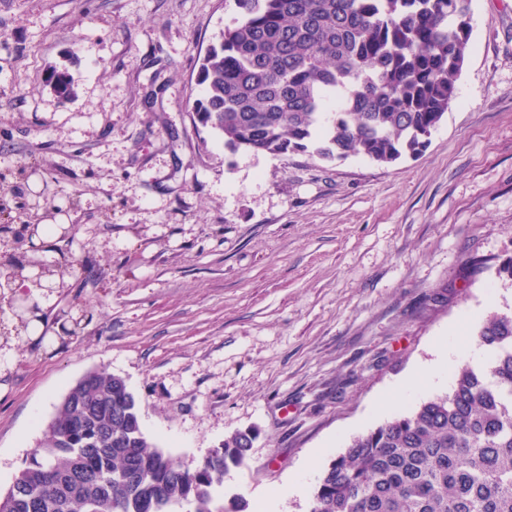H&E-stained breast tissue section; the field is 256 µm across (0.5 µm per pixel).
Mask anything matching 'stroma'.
Wrapping results in <instances>:
<instances>
[{
    "label": "stroma",
    "instance_id": "stroma-1",
    "mask_svg": "<svg viewBox=\"0 0 512 512\" xmlns=\"http://www.w3.org/2000/svg\"><path fill=\"white\" fill-rule=\"evenodd\" d=\"M238 16L234 0H0V267L55 276L0 288L2 491L103 370L176 458L257 432L225 501L258 512L293 479L279 512H310L354 437L448 393L487 315L512 314V0H472L456 102L390 165L233 153L194 127L201 60ZM23 224L66 235L33 248ZM442 340L446 377L396 390Z\"/></svg>",
    "mask_w": 512,
    "mask_h": 512
}]
</instances>
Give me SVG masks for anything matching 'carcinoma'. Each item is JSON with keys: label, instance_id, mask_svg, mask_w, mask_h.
I'll return each mask as SVG.
<instances>
[{"label": "carcinoma", "instance_id": "carcinoma-1", "mask_svg": "<svg viewBox=\"0 0 512 512\" xmlns=\"http://www.w3.org/2000/svg\"><path fill=\"white\" fill-rule=\"evenodd\" d=\"M472 0H235L240 17L200 64L193 122L231 151L390 164L417 155L456 100ZM67 96L66 72L53 71ZM475 339L492 356L450 392L355 437L322 472L310 512H512V315ZM254 435L199 462L150 443L124 378L86 373L0 512H236L215 488Z\"/></svg>", "mask_w": 512, "mask_h": 512}]
</instances>
